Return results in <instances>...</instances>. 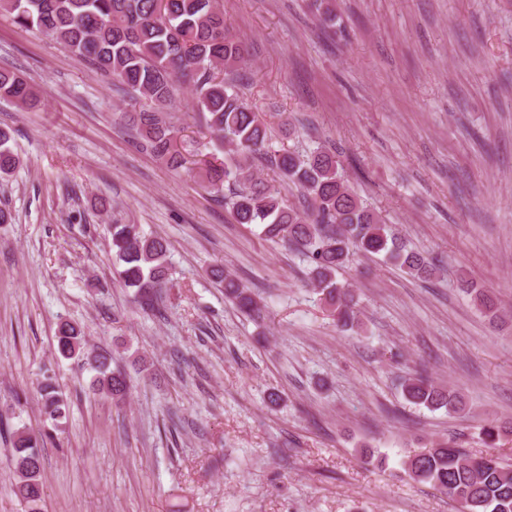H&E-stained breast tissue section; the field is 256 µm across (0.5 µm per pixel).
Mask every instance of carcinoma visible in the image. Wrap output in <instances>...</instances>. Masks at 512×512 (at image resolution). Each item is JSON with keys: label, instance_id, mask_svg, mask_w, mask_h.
<instances>
[{"label": "carcinoma", "instance_id": "obj_1", "mask_svg": "<svg viewBox=\"0 0 512 512\" xmlns=\"http://www.w3.org/2000/svg\"><path fill=\"white\" fill-rule=\"evenodd\" d=\"M313 7L321 24L336 25L333 0H314ZM0 15L63 44L112 78L118 92L131 95L138 108L122 116L136 130L139 147L173 171L186 167L187 157L176 144L178 129L166 107L178 84H189L193 119L224 153L221 161H206L199 168L202 184L222 196L236 223L250 230L257 227L262 239L305 257L313 288L341 326L360 327L355 295L337 278L353 254L381 256L424 282L443 275L442 261L410 248L366 204L329 148H283L266 158L271 176L258 173L255 161L265 155L271 129L226 80L246 62L247 47L226 25L222 0H0ZM0 98L28 110L40 104L27 80L8 68H0ZM11 140V132L0 128V175L19 163ZM284 185L300 192L302 207L288 204L280 190ZM109 233L113 274L134 289V300L142 308L155 309L169 282L167 242L136 224H111ZM213 275L224 283V297L240 311H260L251 289L222 269ZM474 302L501 320L490 295L476 290ZM55 339L59 356L77 358L94 371L89 384L93 392L114 400L128 394L126 375L112 370L105 354L87 349L75 324L59 321ZM38 388L45 418H64L67 403L52 376H43ZM402 391L414 405L445 408L455 415L466 411L458 391L436 386L421 372L406 379ZM39 445V438L25 430L14 435L13 493L32 507L41 500ZM403 465L411 479L431 484L459 503L462 512H512V466L501 461L487 466L478 455L436 442L409 453Z\"/></svg>", "mask_w": 512, "mask_h": 512}]
</instances>
